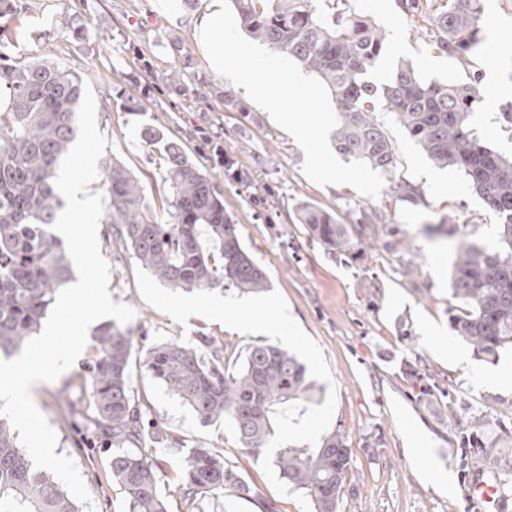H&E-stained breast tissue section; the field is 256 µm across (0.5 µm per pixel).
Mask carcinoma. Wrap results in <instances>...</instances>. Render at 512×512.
Returning <instances> with one entry per match:
<instances>
[{
	"mask_svg": "<svg viewBox=\"0 0 512 512\" xmlns=\"http://www.w3.org/2000/svg\"><path fill=\"white\" fill-rule=\"evenodd\" d=\"M232 0L243 27L271 50L315 74L339 106L336 150L388 174L396 148L375 113L385 110L409 139L440 167H453L495 212L502 249L489 251L461 241L450 277L460 303L448 311L450 327L480 354L512 347V159L484 144L469 123L482 102L480 85L421 78L400 64L377 84L369 72L384 52V31L367 15L346 8V0ZM481 0H448L433 15L434 45L451 56L474 53L481 43ZM0 355L11 357L39 330L59 288L72 277L70 258L53 224L63 208L55 186L61 161L77 136L82 95L80 77L48 60L0 54ZM165 160L169 195L160 223L150 208L144 181L120 162L102 161L106 223L113 243L132 250L141 267L171 288L205 292L221 283L261 293L268 277L242 244L237 225L224 214V195L210 172L191 160L176 140L152 132ZM296 220L326 254L356 258L361 233L310 203L297 207ZM86 373L92 399L87 408L94 431L114 448L112 480L126 494L130 512H168L160 493L162 466L147 451L155 444L144 424L143 406L133 397L129 359L135 329L113 321L94 334ZM201 345L166 341L145 353L147 375L188 404L199 420L229 419L241 446L266 451L274 437L275 407L310 396L306 368L288 350L252 346L241 368L224 367V342L204 336ZM351 461L342 435L323 438L314 451L285 447L274 463L283 478L303 489L314 512H338ZM178 487L194 509L232 489H251L234 466L208 448H194L177 463ZM0 512H80L59 485L18 447L12 427L0 421Z\"/></svg>",
	"mask_w": 512,
	"mask_h": 512,
	"instance_id": "obj_1",
	"label": "carcinoma"
}]
</instances>
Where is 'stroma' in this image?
<instances>
[{"label":"stroma","instance_id":"obj_1","mask_svg":"<svg viewBox=\"0 0 512 512\" xmlns=\"http://www.w3.org/2000/svg\"><path fill=\"white\" fill-rule=\"evenodd\" d=\"M446 0H421L417 10L398 0H347L352 10L372 17L387 34L384 53L369 78L384 81L399 61L410 62L423 78L465 82L496 76L498 97L484 98L470 117L476 135L512 157V125L499 105L512 99V0H481V50L467 58L440 53L432 45L428 17ZM15 15L0 24L22 25L26 34L10 41L12 56L47 58L78 73L96 98L98 129L107 138L106 157L136 176H147L149 197H161L164 161L147 143L152 128L182 140L191 159L213 173L224 195V212L239 237L264 266L269 288L261 294L220 286L200 294L168 288L148 274L131 251L112 244V227L100 224L98 241L111 270L114 302L136 315L130 373L135 397L148 419L178 439L179 448L161 455L160 490L168 512H188L177 491L176 461L204 447L222 453L252 490L244 499L224 493V512H313L304 490L281 478L273 461L283 446L316 448L323 436L339 433L352 451L340 512H512V351L478 355L456 336L448 310L456 302L448 277L454 246L464 240L496 250L499 218L488 210L453 168L435 167L409 140L390 114L378 120L396 150L393 184L418 187L411 202L390 187L375 198L347 185L320 186L303 172L304 153L244 89L212 72L194 35L205 0H177L173 9L159 0H15ZM179 85H171V71ZM231 95L219 101L210 85ZM135 90L137 103L127 99ZM248 171L251 184L238 183L234 170ZM311 203L340 223L367 226L361 258L328 257L295 219L299 204ZM446 233L429 237L428 226ZM196 304L183 315L182 302ZM249 303L261 326L236 330L213 320L218 303ZM224 341L226 368L238 366L249 347L273 344L294 352L318 393L278 409L271 450H242L231 421L201 423L192 409L147 376L148 347L201 337ZM90 357L82 352L62 381L32 389L36 406L57 434L59 454L71 457L92 497L94 512H129V502L109 473V456L81 412L91 398L84 381ZM484 423L496 440L495 461L482 465L462 436L472 420ZM422 440V456L409 450L411 436ZM430 468L451 475L454 493L441 492L422 476ZM498 486L499 504L471 500L467 485L475 473Z\"/></svg>","mask_w":512,"mask_h":512}]
</instances>
